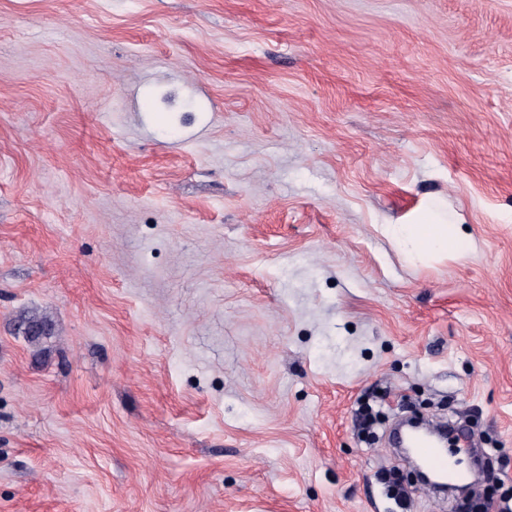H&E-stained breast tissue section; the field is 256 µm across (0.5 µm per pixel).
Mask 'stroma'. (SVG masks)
<instances>
[{"label":"stroma","instance_id":"35a3bbf8","mask_svg":"<svg viewBox=\"0 0 512 512\" xmlns=\"http://www.w3.org/2000/svg\"><path fill=\"white\" fill-rule=\"evenodd\" d=\"M404 400L512 497V0H0V512H459ZM443 218L422 224H393L391 238L409 254L435 252L463 253L464 238L459 237L455 224H447ZM16 324L18 333H21L31 346H39L45 339L51 337L53 331L52 320L45 314L33 311L21 315Z\"/></svg>","mask_w":512,"mask_h":512}]
</instances>
